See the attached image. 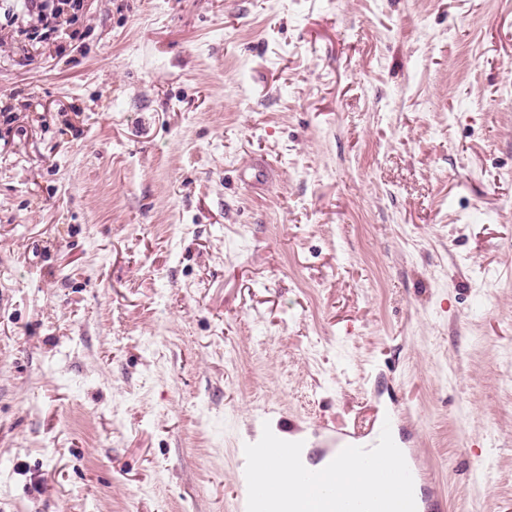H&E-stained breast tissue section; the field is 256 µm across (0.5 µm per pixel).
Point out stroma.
<instances>
[{"label": "stroma", "mask_w": 512, "mask_h": 512, "mask_svg": "<svg viewBox=\"0 0 512 512\" xmlns=\"http://www.w3.org/2000/svg\"><path fill=\"white\" fill-rule=\"evenodd\" d=\"M0 15V512H243L395 415L512 512V0Z\"/></svg>", "instance_id": "obj_1"}]
</instances>
